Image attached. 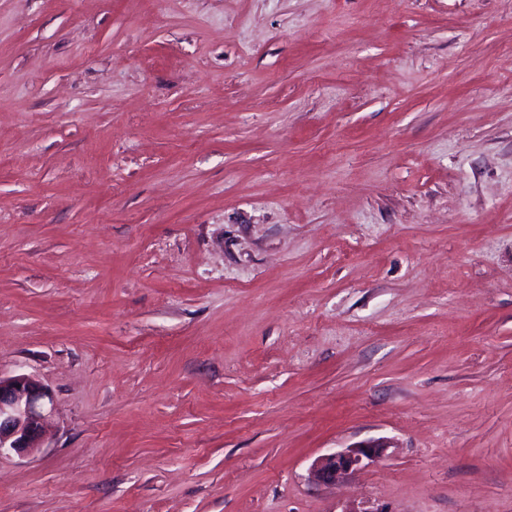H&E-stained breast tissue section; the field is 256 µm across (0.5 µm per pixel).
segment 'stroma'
Wrapping results in <instances>:
<instances>
[{
	"label": "stroma",
	"mask_w": 512,
	"mask_h": 512,
	"mask_svg": "<svg viewBox=\"0 0 512 512\" xmlns=\"http://www.w3.org/2000/svg\"><path fill=\"white\" fill-rule=\"evenodd\" d=\"M17 374L0 512H512V0H0ZM51 392L28 375H0V455H27L40 447ZM386 445L372 442L347 448L317 459L311 468L312 479L321 484H335L343 476L356 469L364 460L380 458Z\"/></svg>",
	"instance_id": "stroma-1"
}]
</instances>
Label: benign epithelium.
<instances>
[{
	"instance_id": "obj_1",
	"label": "benign epithelium",
	"mask_w": 512,
	"mask_h": 512,
	"mask_svg": "<svg viewBox=\"0 0 512 512\" xmlns=\"http://www.w3.org/2000/svg\"><path fill=\"white\" fill-rule=\"evenodd\" d=\"M51 406V392L34 378L0 375V455H27L40 448L46 411ZM385 448L383 443L372 442L324 455L313 463L311 477L317 483L334 484L363 461L381 457Z\"/></svg>"
}]
</instances>
